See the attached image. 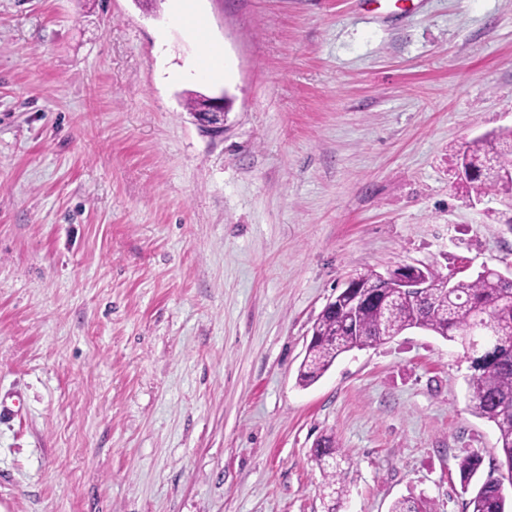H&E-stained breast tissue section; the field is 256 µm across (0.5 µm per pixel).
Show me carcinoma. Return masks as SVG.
I'll return each instance as SVG.
<instances>
[{"instance_id": "carcinoma-1", "label": "carcinoma", "mask_w": 512, "mask_h": 512, "mask_svg": "<svg viewBox=\"0 0 512 512\" xmlns=\"http://www.w3.org/2000/svg\"><path fill=\"white\" fill-rule=\"evenodd\" d=\"M457 166L472 169L466 187L479 194L497 192L512 196V128L486 133L458 150ZM381 274L359 271L351 283L375 289L378 302H361L350 288H343L324 307L312 327L311 341L298 371V384L318 381L336 359L352 350L376 346L385 335L395 337L417 328L429 331L461 347L477 348L469 356L474 374L466 381L470 412L493 424L498 455L489 462L486 476L466 506L471 512H512L498 487L502 471H512V286L494 273L482 270L472 279L452 283L450 290L435 289L423 301L391 298L376 288ZM323 474L322 499L326 512H338L346 493L345 455L334 436H324L312 449ZM477 454L459 462L461 482L469 485L481 470Z\"/></svg>"}]
</instances>
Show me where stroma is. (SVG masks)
<instances>
[{"instance_id":"obj_1","label":"stroma","mask_w":512,"mask_h":512,"mask_svg":"<svg viewBox=\"0 0 512 512\" xmlns=\"http://www.w3.org/2000/svg\"><path fill=\"white\" fill-rule=\"evenodd\" d=\"M0 0V512H466L497 434L421 329L297 383L348 276L512 270L454 147L512 127V0ZM225 95L214 136L189 95ZM173 23L195 35L198 39L205 38L204 27L197 22L199 13L196 7L197 0H173ZM189 75L207 80L224 79V49L211 46L207 51L199 53L189 70ZM312 456L323 474L322 499H327L325 512H338L342 497L347 492L345 485V455L338 447L334 436H324L312 450Z\"/></svg>"}]
</instances>
